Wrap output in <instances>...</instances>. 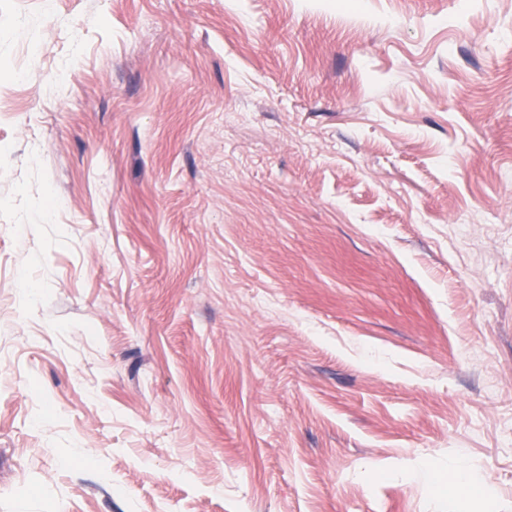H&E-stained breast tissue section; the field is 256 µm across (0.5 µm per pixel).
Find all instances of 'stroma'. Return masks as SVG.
<instances>
[{
	"label": "stroma",
	"instance_id": "obj_1",
	"mask_svg": "<svg viewBox=\"0 0 512 512\" xmlns=\"http://www.w3.org/2000/svg\"><path fill=\"white\" fill-rule=\"evenodd\" d=\"M59 504L512 512V0H0V512Z\"/></svg>",
	"mask_w": 512,
	"mask_h": 512
}]
</instances>
